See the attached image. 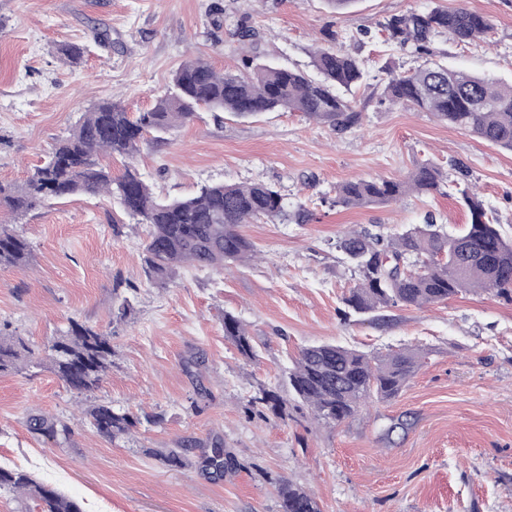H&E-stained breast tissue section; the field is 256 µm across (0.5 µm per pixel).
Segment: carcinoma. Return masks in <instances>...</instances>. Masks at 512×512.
<instances>
[{
  "label": "carcinoma",
  "instance_id": "cac0c4a2",
  "mask_svg": "<svg viewBox=\"0 0 512 512\" xmlns=\"http://www.w3.org/2000/svg\"><path fill=\"white\" fill-rule=\"evenodd\" d=\"M388 41L414 54L430 52L434 38L448 36L456 43H470L490 29L487 18L465 7L411 12L393 17L384 25ZM238 35L243 42L241 65L235 71H218L196 57L183 62L173 76V91L154 106L133 116L120 103L104 100L83 113L60 139L47 161L37 167L21 186L0 183V207L25 213L49 198L76 194H106L137 223L148 226L142 250L145 275L163 283L184 265L217 269L229 262L244 263L259 254L240 226L263 220L283 223L303 220L300 207L290 214L283 197L263 181L204 186L185 198H160L138 170L128 165L122 175L112 176L102 163L105 155L132 158L140 152L145 136L163 140L170 130L191 121L198 110L231 112L253 117L265 112H301L334 129H347L360 118L357 90L365 85L367 72L357 57L318 49L311 54L313 78L299 68L270 66L259 62L261 39L245 21ZM384 97L474 137L512 150V84L505 85L473 76L434 62L396 74L387 70ZM454 181L469 213L470 223L450 234L427 216L425 223L402 232L371 234L350 231L336 240L358 279L348 296L347 308L355 313H377L398 303L416 308L441 303L462 292L481 290L512 300V239L504 238L481 200L462 181L469 176L459 163ZM448 175L430 161L418 163L403 180L385 178L348 180L336 185L332 204L346 208L387 206L409 193L438 191ZM28 241L0 224V266L28 261ZM224 338L246 357L255 347L246 325L224 315ZM419 365V353L399 349L385 355H368L332 343L302 347L286 370L293 400L310 408L326 425L354 418L370 400H390L399 395ZM112 366V336L74 319L60 336L44 347L30 345L23 337L0 334V373L46 368L78 394L99 388ZM250 405H264L282 415L286 400L262 389ZM97 432L114 441L128 434L139 419L112 405L99 403L87 410ZM32 432L67 441L71 427L55 416L30 419ZM175 469L195 468L218 477L233 471L236 460L215 441L210 449L191 456L189 449L163 448L155 452ZM0 494H12L36 502L38 512H83L79 501L57 488L36 480L32 474L0 465ZM280 512H321L313 494L283 479L278 485Z\"/></svg>",
  "mask_w": 512,
  "mask_h": 512
}]
</instances>
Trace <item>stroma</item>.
Segmentation results:
<instances>
[{
	"label": "stroma",
	"instance_id": "1",
	"mask_svg": "<svg viewBox=\"0 0 512 512\" xmlns=\"http://www.w3.org/2000/svg\"><path fill=\"white\" fill-rule=\"evenodd\" d=\"M460 6L492 30L465 45L435 40L433 61L512 83V0H356L340 13L325 0H0L4 184L24 183L94 103L150 109L188 55L236 68L243 16L262 38L263 63L307 71L322 46L351 53L370 74L357 93L360 119L344 131L298 112L243 119L203 109L165 141L142 145L134 165L159 197L261 180L288 211H310L301 224L242 225L261 251L249 264L184 266L154 283L141 264L146 226L106 196L52 199L19 216L0 210L31 244L28 263L0 267V324L41 346L74 318L111 333L113 349L90 399L44 369L0 374V464L58 487L85 512H279L282 478L310 490L321 512H512V302L467 292L375 318L346 314L342 302L355 283L336 249L343 231L386 234L430 215L453 234L469 223L468 209L454 192L412 193L386 207L326 203L343 181L399 178L423 160L448 172L460 161L512 237V151L382 95L384 65L422 63L387 44L385 23ZM64 44L85 47L80 64L61 59ZM228 313L247 325L255 358L225 340ZM321 342L368 354L413 348L422 358L396 398L337 426L306 409L284 419L249 410L260 389L287 394L291 356ZM94 401L134 414L137 428L101 437L85 414ZM38 414L63 418L73 436L59 444L32 433ZM215 439L237 462L221 478L154 455Z\"/></svg>",
	"mask_w": 512,
	"mask_h": 512
}]
</instances>
